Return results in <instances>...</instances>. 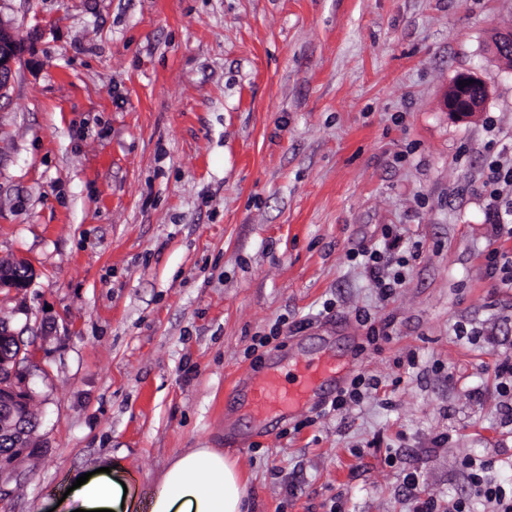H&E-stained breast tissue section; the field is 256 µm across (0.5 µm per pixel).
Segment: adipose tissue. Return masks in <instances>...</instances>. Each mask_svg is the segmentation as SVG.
Wrapping results in <instances>:
<instances>
[{"label":"adipose tissue","mask_w":512,"mask_h":512,"mask_svg":"<svg viewBox=\"0 0 512 512\" xmlns=\"http://www.w3.org/2000/svg\"><path fill=\"white\" fill-rule=\"evenodd\" d=\"M118 473H97L65 500V512H135ZM245 479L236 464L214 448L178 457L155 486L147 512H248Z\"/></svg>","instance_id":"ef3b65f1"}]
</instances>
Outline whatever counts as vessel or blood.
Segmentation results:
<instances>
[{"instance_id": "1", "label": "vessel or blood", "mask_w": 512, "mask_h": 512, "mask_svg": "<svg viewBox=\"0 0 512 512\" xmlns=\"http://www.w3.org/2000/svg\"><path fill=\"white\" fill-rule=\"evenodd\" d=\"M340 355H321L294 363L288 370L273 364L235 385L231 395L259 428L279 424L296 412L333 398L344 381Z\"/></svg>"}]
</instances>
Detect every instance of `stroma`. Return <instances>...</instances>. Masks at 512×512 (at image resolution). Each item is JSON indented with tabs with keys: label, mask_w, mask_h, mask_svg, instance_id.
Instances as JSON below:
<instances>
[{
	"label": "stroma",
	"mask_w": 512,
	"mask_h": 512,
	"mask_svg": "<svg viewBox=\"0 0 512 512\" xmlns=\"http://www.w3.org/2000/svg\"><path fill=\"white\" fill-rule=\"evenodd\" d=\"M26 52L0 98V258L34 272L0 320L39 350L37 464L0 512H55L118 466L137 500L192 448L251 512L440 507L463 459L512 484L496 389L512 289L486 269L488 158L512 156V0H0ZM488 87L457 119L461 73ZM399 235L379 295L352 257ZM268 346L250 354L255 338ZM349 348L378 384L253 434L238 380ZM446 434L447 445L436 446ZM477 75L473 73H461L459 74L452 84L448 87V95L446 98V107L448 112H451L455 117L464 119L472 116L475 112H478L480 106L477 105L476 101L470 99V88L482 82ZM472 83L461 87L460 81ZM486 88L479 84L471 90V98L479 100L482 105L487 98ZM402 484L409 496L415 501L414 512H437L434 499L431 497L422 498L423 491L419 487V481L413 473L403 476Z\"/></svg>",
	"instance_id": "35a3bbf8"
}]
</instances>
